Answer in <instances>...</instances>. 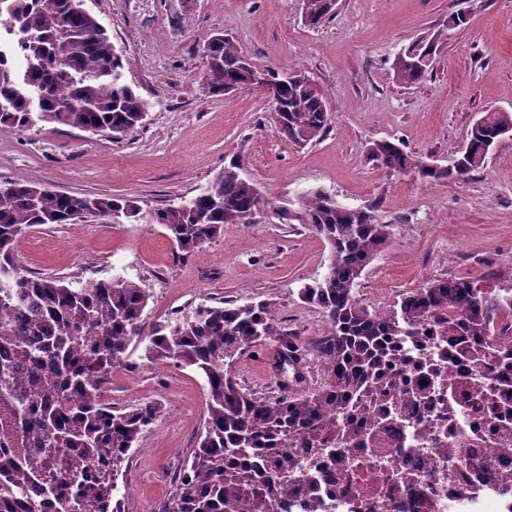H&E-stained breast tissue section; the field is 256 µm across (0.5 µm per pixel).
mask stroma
<instances>
[{
  "instance_id": "35a3bbf8",
  "label": "stroma",
  "mask_w": 512,
  "mask_h": 512,
  "mask_svg": "<svg viewBox=\"0 0 512 512\" xmlns=\"http://www.w3.org/2000/svg\"><path fill=\"white\" fill-rule=\"evenodd\" d=\"M125 58V78L151 107L137 133L115 142L78 128L38 123L0 136V183L36 182L62 193L137 200L143 211L196 195L238 153L268 196L298 200L319 188L350 208L380 203L390 238L358 281L369 309H391L406 291L437 279L482 280L512 288V137L463 181L429 184L368 163L366 143L396 139L446 165L484 112H512V0H338L321 27L304 25L301 0H85ZM468 21L449 31V12ZM445 39L426 80L405 85L393 63L412 41ZM252 62L305 71L334 114L326 136L297 149L273 131L264 91L224 96L206 86L201 48L216 33ZM29 272L71 281L121 274L151 294L150 322L201 304L271 303L281 330L301 342L322 336L326 318L300 288L323 274L330 249L304 224L260 215L182 259L163 226L142 220L34 227L15 244ZM278 344L241 356L238 378L261 397L280 393ZM108 397L118 407L155 402L161 413L125 470V512H158L197 448L207 386L193 370L142 363L113 369Z\"/></svg>"
}]
</instances>
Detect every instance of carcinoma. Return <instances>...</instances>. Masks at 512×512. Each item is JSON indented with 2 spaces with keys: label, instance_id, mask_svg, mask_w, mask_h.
Here are the masks:
<instances>
[{
  "label": "carcinoma",
  "instance_id": "carcinoma-1",
  "mask_svg": "<svg viewBox=\"0 0 512 512\" xmlns=\"http://www.w3.org/2000/svg\"><path fill=\"white\" fill-rule=\"evenodd\" d=\"M302 19L316 28L336 12V0H301ZM9 25L24 73L0 53V128L29 129L36 121L98 130L123 140L143 124L150 103L123 81V54L97 18L76 0H0V27ZM441 35L419 39L394 67L399 82L428 77ZM206 84L221 96L252 82V62L233 38L218 33L203 47ZM276 99L273 129L298 148L321 140L332 113L301 71L265 68ZM512 132V113L488 111L471 127L460 164L435 165L389 139L365 145L367 158L388 172L415 173L429 183L465 180L484 167L494 143ZM378 205L348 208L321 190L277 202L243 176L232 156L209 185L190 199L149 213L176 252L188 257L221 235L226 224H247L262 211L284 213L282 223L305 224L330 247L325 273L299 291L327 319V332L309 342L321 361L313 390L293 372L284 394L265 398L243 390L237 362L251 347L275 338L281 365L300 348L260 300L201 304L189 316L150 323L151 294L124 278L66 281L30 277L15 257L16 241L43 224H75L90 217L130 218L135 201L109 195L62 194L28 182L0 185V512H124L117 478L159 416L152 402L115 409L104 387L117 366L137 360L191 367L208 386V416L198 448L184 460L174 490L159 512H270L279 486L276 466L290 440L336 428L384 384V366L400 336H426L433 319L448 341L467 339L465 356L511 361L512 349L492 342L512 331V293L483 289L474 279L436 280L401 298L386 313L370 312L354 287L385 247L390 225Z\"/></svg>",
  "mask_w": 512,
  "mask_h": 512
}]
</instances>
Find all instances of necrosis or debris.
<instances>
[{
	"instance_id": "1",
	"label": "necrosis or debris",
	"mask_w": 512,
	"mask_h": 512,
	"mask_svg": "<svg viewBox=\"0 0 512 512\" xmlns=\"http://www.w3.org/2000/svg\"><path fill=\"white\" fill-rule=\"evenodd\" d=\"M427 329L432 342L401 344L382 393L322 453L294 441L309 481L282 487L280 512H512V439L495 429L500 414L512 425V396L494 414L461 406L483 370ZM452 448L469 464H450Z\"/></svg>"
}]
</instances>
